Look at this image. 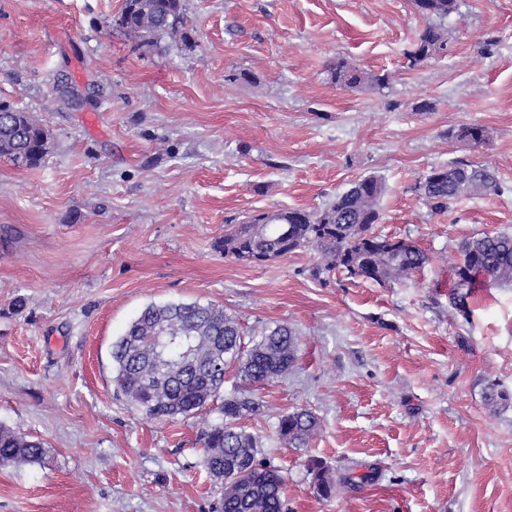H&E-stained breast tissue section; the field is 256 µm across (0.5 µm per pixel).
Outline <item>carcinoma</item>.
<instances>
[{
  "mask_svg": "<svg viewBox=\"0 0 512 512\" xmlns=\"http://www.w3.org/2000/svg\"><path fill=\"white\" fill-rule=\"evenodd\" d=\"M428 24L407 53L409 67L427 61L446 48L444 22L458 9V0H413ZM184 0H124L116 24L134 40L149 43L163 33L184 27ZM336 84L347 88L363 81L385 85L388 76H364L344 58L330 64ZM454 136L474 147L484 141L477 125H463ZM50 149V134L28 112L0 103V158L20 168L42 163ZM422 195L435 210L464 197L505 187L485 165L463 162L437 167L425 175ZM386 193L382 178L362 177L317 212L278 210L252 216L248 223L224 234L217 247L224 255L247 263L267 262L314 246L321 269L339 270L350 278L379 285L400 282L424 269L432 258L413 243L394 242L374 231L382 219L380 202ZM460 262L452 268L449 304L472 297L475 278L512 283V233H482L459 245ZM298 359L295 332L277 325L260 338L245 339L238 322L224 308L199 302L147 305L124 334L112 343V384L128 403L146 415L165 421L199 417L202 466L224 483L219 512H284L285 477L280 469L261 463L258 440L239 421L262 409L255 398L258 385L288 374ZM236 368L241 384L224 391L225 374ZM318 418L307 409L282 414L280 442L304 448L317 434ZM43 443L0 427V462L36 463ZM317 494L329 498L336 485L353 486L369 475L335 477L318 458L307 462Z\"/></svg>",
  "mask_w": 512,
  "mask_h": 512,
  "instance_id": "carcinoma-1",
  "label": "carcinoma"
}]
</instances>
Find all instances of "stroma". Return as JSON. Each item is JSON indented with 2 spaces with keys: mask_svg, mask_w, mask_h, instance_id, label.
<instances>
[{
  "mask_svg": "<svg viewBox=\"0 0 512 512\" xmlns=\"http://www.w3.org/2000/svg\"><path fill=\"white\" fill-rule=\"evenodd\" d=\"M122 6L0 0V102L52 136L36 168L0 159V425L46 448L0 464V512H213L196 419L148 417L111 382L140 310L192 301L298 337L297 367L244 421L285 512H512V286L477 279L467 317L448 301L460 242L512 231V0H458L446 49L414 68L412 0H185L186 35L152 46L117 26ZM339 57L387 84L337 85ZM61 77L83 107L60 102ZM463 125L483 144L454 138ZM453 161L505 192L431 209L420 184ZM367 175L387 186L378 231L432 257L409 279L318 272L312 246L262 264L215 247ZM297 408L319 430L286 448L278 419ZM312 456L375 479L322 498Z\"/></svg>",
  "mask_w": 512,
  "mask_h": 512,
  "instance_id": "obj_1",
  "label": "stroma"
}]
</instances>
